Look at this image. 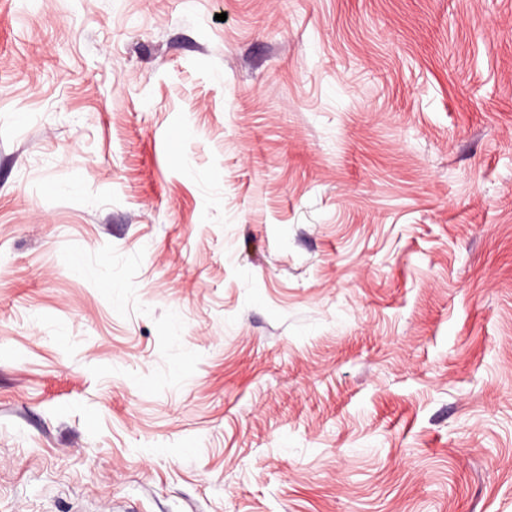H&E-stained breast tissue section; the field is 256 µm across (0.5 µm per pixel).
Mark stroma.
Returning <instances> with one entry per match:
<instances>
[{"instance_id":"35a3bbf8","label":"stroma","mask_w":512,"mask_h":512,"mask_svg":"<svg viewBox=\"0 0 512 512\" xmlns=\"http://www.w3.org/2000/svg\"><path fill=\"white\" fill-rule=\"evenodd\" d=\"M112 503L512 512V0H0V512Z\"/></svg>"}]
</instances>
